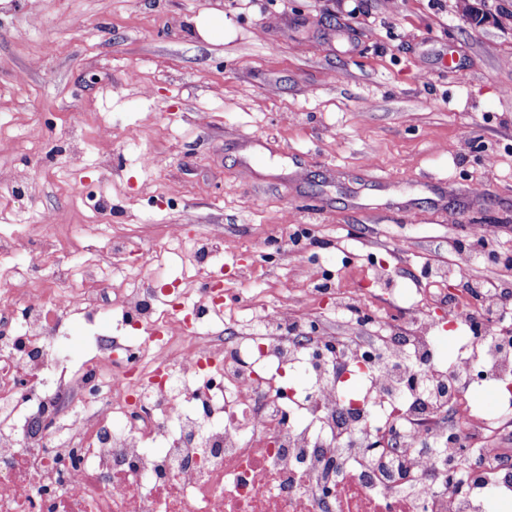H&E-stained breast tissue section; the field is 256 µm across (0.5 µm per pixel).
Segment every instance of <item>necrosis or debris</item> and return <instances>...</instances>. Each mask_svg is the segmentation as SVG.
Returning <instances> with one entry per match:
<instances>
[{"label":"necrosis or debris","mask_w":512,"mask_h":512,"mask_svg":"<svg viewBox=\"0 0 512 512\" xmlns=\"http://www.w3.org/2000/svg\"><path fill=\"white\" fill-rule=\"evenodd\" d=\"M28 259L1 294L0 512H491L512 501V448L485 443L512 426V340L477 304L452 301L434 318L403 310L408 335L362 336L371 316L350 297L351 336L330 335L308 297L250 306L254 331L218 336L208 307L242 296L224 285L223 235L198 238L197 285L160 308L149 285L112 284L91 265L43 277L54 237H28ZM119 314L125 336H101L77 371L63 368V322ZM462 333L451 364L442 329ZM305 377L301 390L288 373ZM502 389L473 407V383ZM367 460L360 475L353 464ZM307 478L295 482L298 468Z\"/></svg>","instance_id":"4bbe7bcc"}]
</instances>
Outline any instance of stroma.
I'll list each match as a JSON object with an SVG mask.
<instances>
[{"label": "stroma", "instance_id": "obj_1", "mask_svg": "<svg viewBox=\"0 0 512 512\" xmlns=\"http://www.w3.org/2000/svg\"><path fill=\"white\" fill-rule=\"evenodd\" d=\"M45 222L70 262L115 265L169 225L223 228L227 287H288L298 312L313 281L258 250L307 224L388 335L393 289L431 310L464 295L424 269L471 226L512 251V0H0V241ZM112 332L71 317L66 365Z\"/></svg>", "mask_w": 512, "mask_h": 512}]
</instances>
